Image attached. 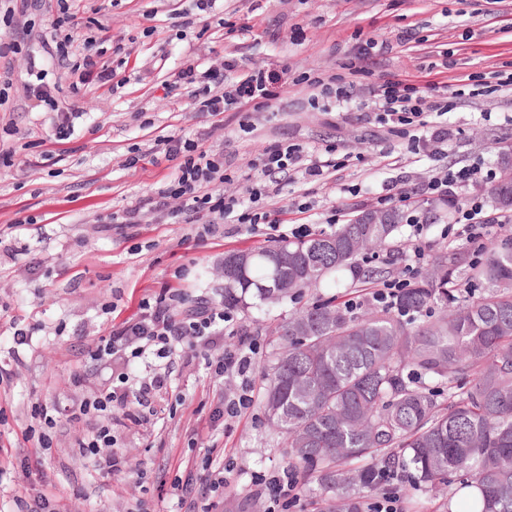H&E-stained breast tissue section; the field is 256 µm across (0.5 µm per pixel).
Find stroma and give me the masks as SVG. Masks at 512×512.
Listing matches in <instances>:
<instances>
[{
  "instance_id": "stroma-1",
  "label": "stroma",
  "mask_w": 512,
  "mask_h": 512,
  "mask_svg": "<svg viewBox=\"0 0 512 512\" xmlns=\"http://www.w3.org/2000/svg\"><path fill=\"white\" fill-rule=\"evenodd\" d=\"M98 3L100 23L122 46L110 61L126 85L114 92L95 85L75 96L70 74L49 65L48 81L60 82L62 98H76L82 110L71 137L57 143L44 114L24 95L27 61L18 58L12 105L0 110V147L13 153L10 164L0 165V366L9 371L0 380V512H13L18 495L48 497L58 512H199L212 444L235 462L213 512H262L255 480L288 460L262 407L264 367L293 300L236 310L261 346L251 375L255 401L246 414L213 420L219 385L203 360L178 357L171 387L151 400L148 422H138L142 409L132 401L114 421V449L129 460L128 472L97 470L77 448L88 424L71 420V413L122 372L92 366L87 355L109 324L137 313L143 297L168 284L219 296L225 253L285 238L265 224L253 230L228 222L223 237L200 240L184 218L157 214L134 227L111 223L129 202L165 187L172 173L163 158L133 168L125 160L180 130L223 152L225 168L236 176L225 191L243 195L270 143L285 140L314 152L332 144L336 169L322 181L299 173L282 181L268 200L272 220H295L293 203L310 201L306 222L324 232L332 211L350 219L373 210L390 187L409 194L429 224L424 250L434 257L447 247L441 230L456 220L461 202L434 199L427 183L478 159L499 168L502 152L512 151V89L496 86L498 76L512 74V0H224L222 15L211 17L204 31L171 25L170 10L188 8L189 0ZM242 25L248 35L237 34ZM404 31L409 40H401ZM370 38L391 48L373 53L357 84L380 83L385 74L443 83L462 74L483 77L482 94L453 98L447 114H429L430 124L450 132L444 152L415 153L408 139L388 134L367 112L312 109L311 91L302 85L287 86L267 111L251 113L249 134L239 129L240 113H225L219 130L162 88L171 70L215 53L295 75L338 74ZM25 219L30 225L23 231L18 223ZM14 321L35 327L32 347H16ZM42 404L56 406L54 428L36 415ZM42 431L52 438L50 449L36 438ZM188 476L192 493L174 490L175 479Z\"/></svg>"
}]
</instances>
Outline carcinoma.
<instances>
[{
    "label": "carcinoma",
    "mask_w": 512,
    "mask_h": 512,
    "mask_svg": "<svg viewBox=\"0 0 512 512\" xmlns=\"http://www.w3.org/2000/svg\"><path fill=\"white\" fill-rule=\"evenodd\" d=\"M509 175L489 195L512 198ZM356 218L331 233L224 256V304L275 303L337 288L361 252L385 246L402 223ZM489 291L459 300L456 274ZM412 314L349 313L331 293L279 327L264 407L288 448L300 492L315 512H365L366 499L416 486L457 485L462 512H512V237L490 241L471 263L458 249L434 256L399 295Z\"/></svg>",
    "instance_id": "obj_1"
}]
</instances>
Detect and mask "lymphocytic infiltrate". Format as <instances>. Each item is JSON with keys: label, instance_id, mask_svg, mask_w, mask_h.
<instances>
[{"label": "lymphocytic infiltrate", "instance_id": "1", "mask_svg": "<svg viewBox=\"0 0 512 512\" xmlns=\"http://www.w3.org/2000/svg\"><path fill=\"white\" fill-rule=\"evenodd\" d=\"M88 10V16H81L79 11L73 10L71 0H0V22L22 30L21 36L0 41V59L24 53L26 37L35 27V17L46 16L50 19L53 36L43 49L73 75L72 93H79L90 84H113L117 72L106 61L104 52L77 54L72 50L77 32L91 30L95 24L96 5H89ZM356 71V66L352 65L344 75L303 72L297 81L311 88L309 104L312 108L326 109L333 104L341 106L352 102L351 76ZM282 88L278 70L254 68L242 74L236 59L228 57L209 63H188L171 73L164 85L166 94L188 97L195 112L211 117L227 112L265 111L279 97ZM25 94L36 106L49 111L56 133H66L79 113L78 106L59 101L43 79L27 84ZM361 106L376 113L379 122L388 126L390 132L403 135L409 126L422 122L425 114L447 112V87L441 82L416 84L395 76L378 88L369 89ZM156 150L173 162L172 178L157 197L141 199L128 206L121 216L124 224L142 223L143 214L148 210L156 214L165 212L173 200L181 201L189 223L201 225L208 234L219 232L228 220L252 227L265 224L269 214L263 199L268 184L281 182L293 171L319 180L336 165L334 159L306 153L293 143L278 142L260 153L255 162L259 177L249 188L247 198L242 199L217 192V185L229 181L231 175L224 167L223 157L206 148L200 139L174 133L157 140ZM494 177V172L466 166L456 171L446 170L430 181L431 194L448 197L460 193L466 197L455 225L447 229L453 240L480 244L493 236L498 227L512 223V214L486 215L479 197L468 192L477 181L488 184ZM239 330L234 312L223 302L206 297L190 300L172 288L160 289L143 298L138 313L110 326L90 351L89 358L95 363L118 362L126 366L138 360L150 361L155 370L151 376L138 380L135 386L123 384L107 388L80 405V415L96 421L91 432L79 442L82 453L93 456L98 466L109 471L126 468V458L113 449L112 422L116 411L131 395L140 406H147L152 394L166 387L170 378L168 366L173 356L184 349L205 351V365L214 379L232 378L238 382L236 390L224 396L218 418L233 419L249 409L253 396L248 373L260 347L254 342L232 343L231 335ZM257 487L259 497L269 503L267 512H290L299 497L298 483L285 468L264 475Z\"/></svg>", "mask_w": 512, "mask_h": 512}]
</instances>
